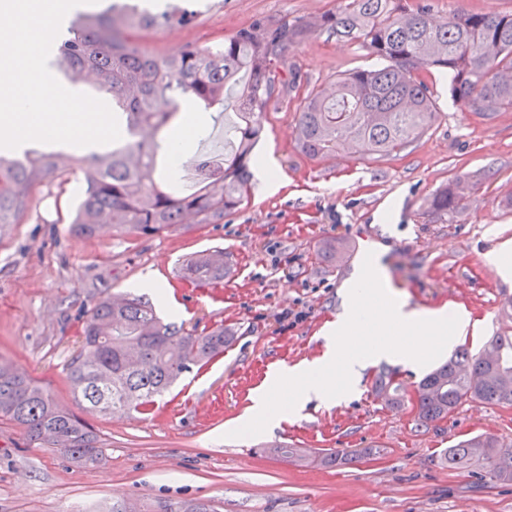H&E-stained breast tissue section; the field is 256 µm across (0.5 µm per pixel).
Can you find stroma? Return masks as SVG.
Returning a JSON list of instances; mask_svg holds the SVG:
<instances>
[{"label":"stroma","instance_id":"stroma-1","mask_svg":"<svg viewBox=\"0 0 512 512\" xmlns=\"http://www.w3.org/2000/svg\"><path fill=\"white\" fill-rule=\"evenodd\" d=\"M337 0H195L189 26L136 34L165 56L192 42L213 48L255 19L311 20ZM362 44L315 32L287 51L295 89L264 109L260 155H273L282 187H254L220 224L187 223L146 237L116 231L87 237L70 217L84 190L85 156L48 177L18 224L0 225V359L45 385L56 402L77 404L66 367L81 346L94 303L121 297L156 278L172 296L177 323L201 334L224 326L233 335L223 354L193 370L151 415L119 411L90 417L104 460L83 467L42 447L0 420V512H100L133 499L142 512L202 502L214 512H512V484L478 480L439 462L449 446L480 432L512 449V407L462 403L448 419L416 424L411 397L426 367L404 368L410 394L397 409L373 398V368L331 407L307 404L264 433L236 438L252 396L280 364L319 358L326 330L342 312L338 294L349 268L317 257L323 241L352 247L364 234L389 245L386 273L407 309L460 305L477 326L464 339L479 352L495 334L512 336L503 308L512 278L488 258L512 240V112L487 121L468 113L449 91L447 75L429 87L439 118L418 141L390 157L312 160L299 152L296 123L312 89L356 68L375 66ZM465 190L453 216L430 201L448 184ZM222 248L230 266L223 284L179 279L181 260ZM287 442L314 456L337 448L375 456L325 468L266 453Z\"/></svg>","mask_w":512,"mask_h":512}]
</instances>
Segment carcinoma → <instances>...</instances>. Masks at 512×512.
<instances>
[{"label": "carcinoma", "instance_id": "cac0c4a2", "mask_svg": "<svg viewBox=\"0 0 512 512\" xmlns=\"http://www.w3.org/2000/svg\"><path fill=\"white\" fill-rule=\"evenodd\" d=\"M197 14L181 7L152 12L124 0H101L93 9H76L62 22L52 51V65L75 87L92 76L90 88L112 101L125 120L128 138L92 153L85 166L86 188L72 218L88 237L110 227L130 236L170 230L190 215L197 224H222L250 195L255 147L263 133L262 111L275 93L295 87L297 75L280 69L285 52L322 29L365 45L379 59L372 69L339 77L336 91L313 89L298 107L297 146L310 159H325L352 145L362 155H391L420 139L439 113L421 75L441 69L450 76V93L472 114L493 120L512 112V84L498 81L512 73V14L466 10L442 25L428 8L403 0H338L318 25L304 20H258L224 44L202 49L184 44L174 54L157 57L132 38L136 30L176 23L188 26ZM234 96L238 123L231 128L234 149L224 158V175L210 180L205 157L195 161L198 188L185 192L169 169L167 131L178 120L184 101L204 112L224 111V96ZM59 169L56 151H24L23 159L0 156V224H17L33 190ZM453 184L437 192L431 207L442 214L459 208ZM224 251L193 254L179 265V277L198 286L224 281ZM79 353L67 366L73 395L91 415L115 409L144 415L157 398L193 368L224 352L230 336L219 326L195 334L163 321L154 304L133 295L115 303L99 299L81 329ZM490 366L483 354L461 347L419 383L416 425L444 420L462 402L478 400L512 407V336H494ZM509 379L508 385L496 382ZM374 390L391 408L404 405L403 384L380 374ZM0 418L25 430L35 444L50 443L76 463L94 465L103 456L99 438L84 418L60 406L49 391L0 360ZM274 455L332 466L351 460L344 450L312 457L285 444ZM489 432L457 442L443 455L452 469L486 468L497 482H512V463L495 460L502 453ZM512 457V451L504 452Z\"/></svg>", "mask_w": 512, "mask_h": 512}]
</instances>
